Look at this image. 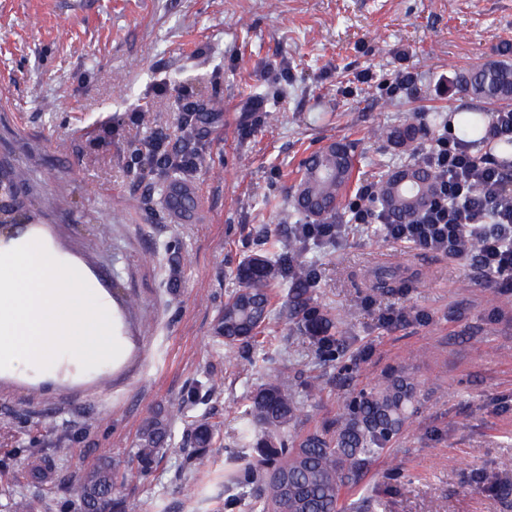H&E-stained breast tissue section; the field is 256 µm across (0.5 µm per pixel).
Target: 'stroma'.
Segmentation results:
<instances>
[{
  "instance_id": "35a3bbf8",
  "label": "stroma",
  "mask_w": 512,
  "mask_h": 512,
  "mask_svg": "<svg viewBox=\"0 0 512 512\" xmlns=\"http://www.w3.org/2000/svg\"><path fill=\"white\" fill-rule=\"evenodd\" d=\"M512 41V0H0V160L27 168V211L63 260H76L111 295H138L143 314L112 308L122 347L81 370L69 355L48 369L0 373V512L30 499L37 512H74V488L102 458L126 460L144 421L196 387L220 389L187 404L172 443L148 475L128 481L126 512H224V486L249 459L237 441L249 392L291 378L303 400L300 431L335 420L343 405L390 371L417 363L416 410L391 439L343 512H512V288L497 287L475 257L423 254L376 243L349 221L364 182L420 163L438 129L430 112L474 102L453 79L500 59ZM415 93L386 95L398 70ZM369 74L368 82L358 77ZM166 82L167 95L154 92ZM199 104L186 132L179 93ZM150 102L141 124L129 120ZM259 111H247L249 102ZM422 125L418 150L386 137ZM166 133L198 158L181 182L195 205L168 204L171 176L134 162L141 143ZM353 145L338 241H309L314 296L343 315L335 362L294 321L272 322L260 346L228 354L215 336L237 287L234 271L291 236L288 173L331 141ZM69 205L46 208L58 188ZM279 207L264 208L263 197ZM415 269L395 290L366 281L384 259ZM407 309L386 325L379 309ZM220 423L204 471L183 465L186 424ZM43 484L27 482L32 458Z\"/></svg>"
}]
</instances>
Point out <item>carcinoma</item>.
<instances>
[{
  "instance_id": "1",
  "label": "carcinoma",
  "mask_w": 512,
  "mask_h": 512,
  "mask_svg": "<svg viewBox=\"0 0 512 512\" xmlns=\"http://www.w3.org/2000/svg\"><path fill=\"white\" fill-rule=\"evenodd\" d=\"M460 90L480 102L512 101V62L491 60L457 74ZM462 135L474 143L484 141V112L471 108L454 114ZM421 127L404 124L389 132L398 144L411 147ZM354 158L345 143H330L310 154L299 169L293 193V212L310 218L315 209L329 219L336 214L340 199L352 180ZM436 173L418 164H404L388 172L377 186L376 198L387 214L400 221L415 216L431 196ZM172 204L187 207L192 202L186 187L174 182ZM306 239L298 232L271 245L265 255L244 259L236 268L239 283L224 302L216 338L229 348H250L259 330L270 322L275 311L276 289L289 288L283 302L288 319L301 322L327 359L336 357V324L314 305V277L298 255ZM409 270L401 259L394 265L375 267L368 283L383 292L403 281ZM418 383L403 370L362 391L345 404L342 413L329 424L304 433L295 431L302 404L290 381H270L250 392L242 415L240 442L254 455L240 467L232 482L236 493L224 501L232 506L252 498V512H341V501L357 486L387 443L408 422L417 396ZM185 400L149 417L143 424L137 450L125 465L102 460L75 490L78 512H99L103 498L112 510L121 512L117 479L151 471L160 449L171 438V426L182 418ZM217 444V430L205 419L190 425L183 450L191 468L205 467Z\"/></svg>"
}]
</instances>
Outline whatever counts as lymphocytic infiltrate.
<instances>
[{"label": "lymphocytic infiltrate", "mask_w": 512, "mask_h": 512, "mask_svg": "<svg viewBox=\"0 0 512 512\" xmlns=\"http://www.w3.org/2000/svg\"><path fill=\"white\" fill-rule=\"evenodd\" d=\"M424 163L437 173L435 193L423 211L402 223L372 209L373 185L363 186L350 206L356 224L381 225L386 237L420 251L460 257L459 243L478 238L477 261L512 286V169L478 157L459 138L441 135L426 152Z\"/></svg>", "instance_id": "obj_1"}]
</instances>
